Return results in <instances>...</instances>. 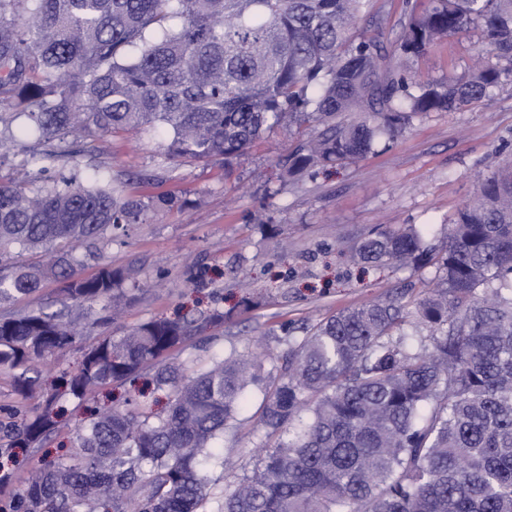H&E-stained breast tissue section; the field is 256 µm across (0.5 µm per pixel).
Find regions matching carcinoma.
Segmentation results:
<instances>
[{"instance_id": "cac0c4a2", "label": "carcinoma", "mask_w": 512, "mask_h": 512, "mask_svg": "<svg viewBox=\"0 0 512 512\" xmlns=\"http://www.w3.org/2000/svg\"><path fill=\"white\" fill-rule=\"evenodd\" d=\"M369 0H0V256L12 247L59 246L48 265L0 264V303L46 282L77 306L126 296V276L104 267L76 274L79 249L120 224H143L173 196L134 199L120 176L84 177L52 142L100 141L162 130L164 159L230 165L285 124L312 135L284 173L338 164L400 135L418 112L482 101L512 73V0H428L404 12L398 59L439 37L482 28L509 63L475 65L461 80L410 85L388 62ZM369 18L370 27L359 22ZM47 143L16 149L18 119ZM357 264L438 265L414 303L404 288L288 335L258 411L264 454L242 478L221 442L262 364L230 355L208 365L170 351L224 318L150 320L86 348L66 381L84 402L95 389L154 370L168 406L90 410L78 449L37 469L0 512H512V173L490 176L428 245L414 225L370 233ZM423 325L429 347L400 337ZM84 331L62 313H0V367L39 386L46 354ZM58 394L10 434L0 456L53 429Z\"/></svg>"}]
</instances>
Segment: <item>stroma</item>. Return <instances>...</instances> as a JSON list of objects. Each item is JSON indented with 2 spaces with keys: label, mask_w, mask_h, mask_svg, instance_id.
I'll use <instances>...</instances> for the list:
<instances>
[{
  "label": "stroma",
  "mask_w": 512,
  "mask_h": 512,
  "mask_svg": "<svg viewBox=\"0 0 512 512\" xmlns=\"http://www.w3.org/2000/svg\"><path fill=\"white\" fill-rule=\"evenodd\" d=\"M477 58L491 67L501 64L474 24L412 57L405 76L412 83L461 79ZM490 97L487 107L414 115L401 136L378 145L374 154L288 181L280 176L279 162L307 129L284 127L263 135L229 171L197 162L162 170L166 142L157 136L119 135L104 153H78L85 176L143 174L148 183H128L130 194L167 193L182 202L80 251L82 276L109 266L138 285L116 323L103 322L100 305L73 308L87 324L81 346L124 335L154 316L178 310L193 318L216 307L224 313L223 324L191 336L172 357L233 352L260 360L269 372L280 363L286 327L385 297L407 282L413 285L411 297L422 298L436 265L413 273L388 267L362 274L350 253L369 232L408 224L425 228L426 242H436L481 179L512 171V77L503 78ZM14 376L0 369V437L43 401L39 390L19 394ZM260 399L258 389H249L246 405L224 431V453L240 476L258 463ZM83 418L82 409L71 410L46 439L31 445L13 467L11 481L0 486V501L20 492L29 470L48 463L56 448L75 450Z\"/></svg>",
  "instance_id": "stroma-1"
}]
</instances>
